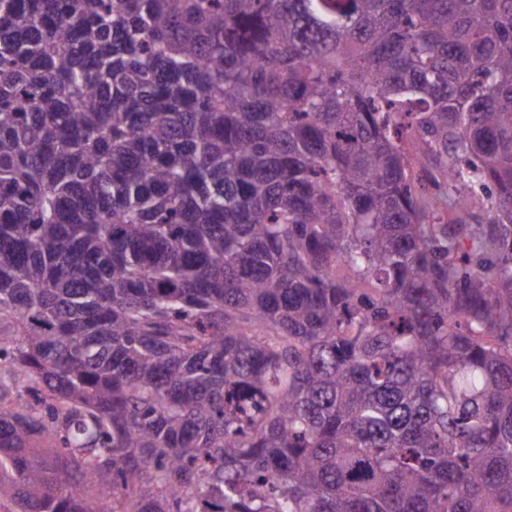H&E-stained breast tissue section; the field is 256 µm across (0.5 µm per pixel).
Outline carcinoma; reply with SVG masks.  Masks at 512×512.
Segmentation results:
<instances>
[{
	"instance_id": "obj_1",
	"label": "carcinoma",
	"mask_w": 512,
	"mask_h": 512,
	"mask_svg": "<svg viewBox=\"0 0 512 512\" xmlns=\"http://www.w3.org/2000/svg\"><path fill=\"white\" fill-rule=\"evenodd\" d=\"M6 327L0 512H512V0H0Z\"/></svg>"
}]
</instances>
